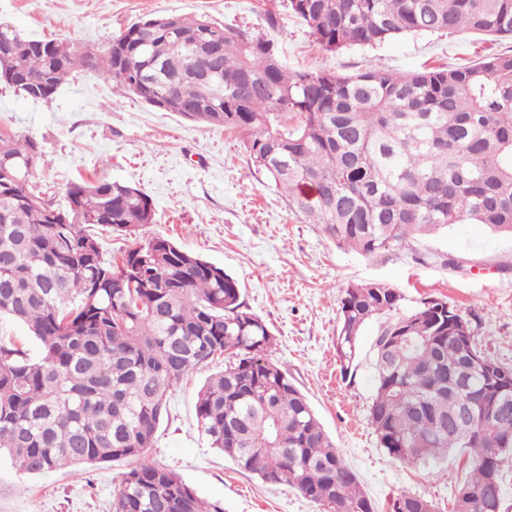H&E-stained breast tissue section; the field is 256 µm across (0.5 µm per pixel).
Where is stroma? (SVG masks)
I'll return each mask as SVG.
<instances>
[{"label":"stroma","mask_w":512,"mask_h":512,"mask_svg":"<svg viewBox=\"0 0 512 512\" xmlns=\"http://www.w3.org/2000/svg\"><path fill=\"white\" fill-rule=\"evenodd\" d=\"M270 12L278 15L279 29L268 25ZM157 15L202 16L275 40L292 70L350 75L375 66L407 73L467 65L512 49L508 39L445 33L329 53L289 15L287 0H0L2 24L35 38L100 48L129 23ZM18 135L41 143L34 180L54 205L65 206L69 184L80 179L123 181L150 196L152 223L127 238L101 233L104 255L164 238L238 279L245 306L274 334L269 357L306 395L378 512H389L390 501L404 491L451 512L454 488L470 470L466 456L414 464L379 446L368 419L376 328L368 326L359 340L354 373L343 374L336 353L340 300L349 283L368 281L398 289L408 309L428 296L446 298L474 314L483 348L510 366L512 239L461 224L372 255L339 249L254 167L242 135L153 108L89 70L74 72L48 101L0 86V136ZM223 366V359L209 361L169 393L168 414L144 461L176 471L224 512H321L288 485L240 470L199 431L197 392ZM126 468L114 462L78 473L24 475L1 457L0 512H112V491Z\"/></svg>","instance_id":"obj_1"}]
</instances>
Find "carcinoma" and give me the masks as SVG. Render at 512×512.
<instances>
[{
  "mask_svg": "<svg viewBox=\"0 0 512 512\" xmlns=\"http://www.w3.org/2000/svg\"><path fill=\"white\" fill-rule=\"evenodd\" d=\"M322 50L377 47L406 34L469 31L512 38V0H288ZM103 52L0 26L16 90L51 99L77 69L120 83L149 106L168 88L190 121L245 135V149L293 209L341 249L391 245L477 224L512 237V50L465 66L397 73L371 67L288 72L278 48L203 17L154 16ZM217 40L219 55L195 56ZM41 150L0 137V317L39 342L30 356L0 339V454L23 474L127 461L112 512H224L174 470L140 461L168 413L167 395L192 370L224 356L200 388L196 417L210 447L267 483L287 484L324 512H375L306 396L267 356V324L241 300L238 280L169 240L104 258L89 228L131 237L152 200L114 181L74 183L67 220L34 191ZM377 324L376 393L369 421L392 457L427 463L465 450L472 471L453 512H503L512 456V367L478 342L472 317L428 297L403 309L377 282L344 291L336 351L351 372L363 330ZM484 368L465 371L464 351ZM507 389L499 417L461 420L466 399ZM409 512H439L403 492Z\"/></svg>",
  "mask_w": 512,
  "mask_h": 512,
  "instance_id": "obj_1",
  "label": "carcinoma"
}]
</instances>
